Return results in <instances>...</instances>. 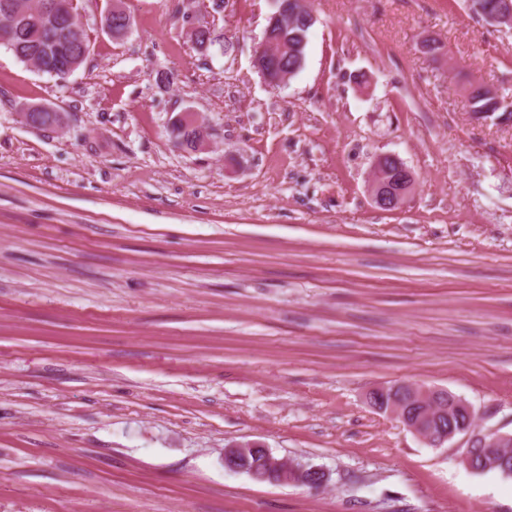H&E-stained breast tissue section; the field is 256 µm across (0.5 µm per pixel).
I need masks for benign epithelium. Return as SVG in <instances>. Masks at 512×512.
Segmentation results:
<instances>
[{
	"label": "benign epithelium",
	"instance_id": "obj_1",
	"mask_svg": "<svg viewBox=\"0 0 512 512\" xmlns=\"http://www.w3.org/2000/svg\"><path fill=\"white\" fill-rule=\"evenodd\" d=\"M279 47L280 41L274 39L272 25L269 24L259 52L254 55L255 68L262 70L261 51L267 49L272 54ZM179 119L197 127L196 150L209 147L206 129L193 114L183 113ZM387 157L394 159L396 155H382L376 159L370 183L373 202L384 210L399 207L401 200L409 195L415 185V178L408 169H388L385 163ZM366 400L371 408L400 419L409 430L435 447L448 443L458 435L470 436V446L464 457L468 469L476 473L497 471L506 476L512 475V470L507 468V459L512 455V434L474 433L475 425L471 424L473 409L461 397L443 389L400 382L391 387L379 386L370 390ZM259 448L260 443L247 442L225 449L224 467L231 472L245 471L249 454ZM269 465L271 473L276 476V483L320 488L327 481L322 469L298 461L271 457Z\"/></svg>",
	"mask_w": 512,
	"mask_h": 512
}]
</instances>
